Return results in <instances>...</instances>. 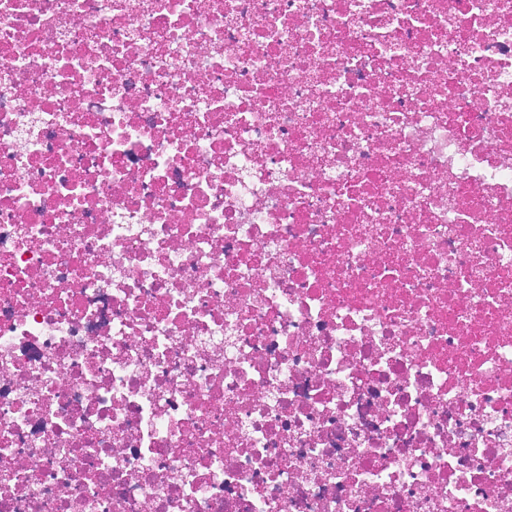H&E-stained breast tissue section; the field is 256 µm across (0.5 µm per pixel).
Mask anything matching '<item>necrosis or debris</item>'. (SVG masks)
Instances as JSON below:
<instances>
[{
	"label": "necrosis or debris",
	"mask_w": 512,
	"mask_h": 512,
	"mask_svg": "<svg viewBox=\"0 0 512 512\" xmlns=\"http://www.w3.org/2000/svg\"><path fill=\"white\" fill-rule=\"evenodd\" d=\"M0 512H512V0H0Z\"/></svg>",
	"instance_id": "obj_1"
}]
</instances>
